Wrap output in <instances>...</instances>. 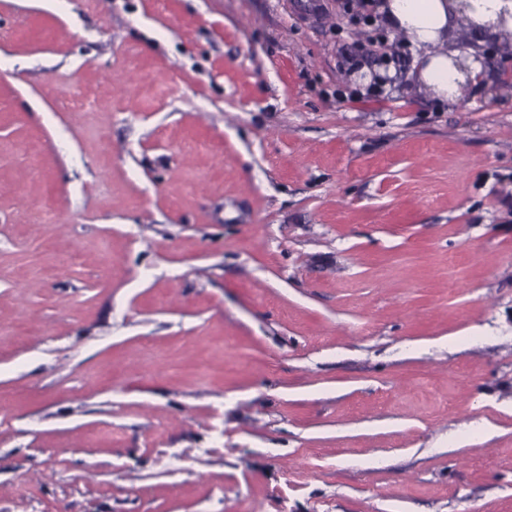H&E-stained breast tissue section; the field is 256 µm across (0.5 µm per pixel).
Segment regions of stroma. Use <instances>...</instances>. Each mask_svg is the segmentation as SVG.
<instances>
[{
	"label": "stroma",
	"mask_w": 512,
	"mask_h": 512,
	"mask_svg": "<svg viewBox=\"0 0 512 512\" xmlns=\"http://www.w3.org/2000/svg\"><path fill=\"white\" fill-rule=\"evenodd\" d=\"M373 11L0 0V512H512V52ZM376 10L387 29L404 34L417 50L415 66L421 85L434 96L453 101L460 95V83L466 76L456 71L448 54L458 56L461 70L468 73L466 61L487 41L502 43L512 38V18L499 23V12L506 7L512 13L510 0H468L471 8L466 12L475 27L466 28L471 45L448 51L458 21L457 14L449 11L448 0H383Z\"/></svg>",
	"instance_id": "1"
}]
</instances>
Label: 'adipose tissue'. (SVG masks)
<instances>
[{"label":"adipose tissue","instance_id":"adipose-tissue-1","mask_svg":"<svg viewBox=\"0 0 512 512\" xmlns=\"http://www.w3.org/2000/svg\"><path fill=\"white\" fill-rule=\"evenodd\" d=\"M467 12L473 26L469 39L473 49L486 42H503L512 38V18L500 22L501 9L512 11V0H469ZM377 11L386 28L404 34L416 49L415 66L421 85L434 96L455 100L460 85L477 81L479 67L470 74L456 71L448 58V43L458 25L456 15L448 8V0H383Z\"/></svg>","mask_w":512,"mask_h":512}]
</instances>
